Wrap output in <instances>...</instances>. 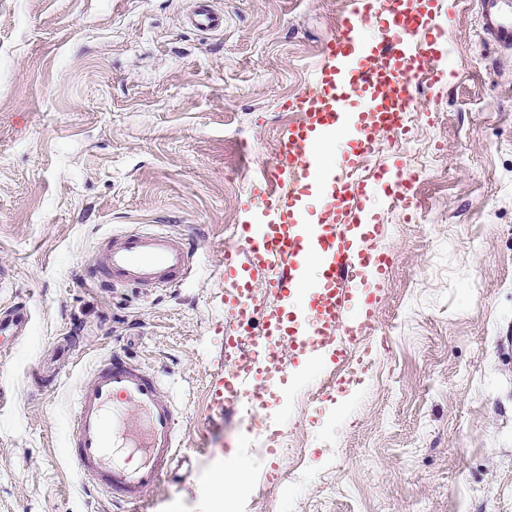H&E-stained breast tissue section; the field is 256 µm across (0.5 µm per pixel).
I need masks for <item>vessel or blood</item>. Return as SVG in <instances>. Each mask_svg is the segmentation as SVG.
Wrapping results in <instances>:
<instances>
[{"label":"vessel or blood","mask_w":512,"mask_h":512,"mask_svg":"<svg viewBox=\"0 0 512 512\" xmlns=\"http://www.w3.org/2000/svg\"><path fill=\"white\" fill-rule=\"evenodd\" d=\"M477 4L484 43L512 51V0ZM457 7V0H352L323 44L309 86L289 102L300 119L285 131L271 167L272 183H287L288 190H254L258 220L243 227L241 261L224 266V306L237 322L224 349L235 355L246 340L253 351L224 378L218 398L225 410L248 420L272 416L288 382L286 352L296 363L344 365L334 388L339 395L366 372L363 361L346 359L376 321L392 263L369 202L377 188L401 210L415 211L419 202L403 158L370 182L358 171L381 139L407 140L423 84L447 82L444 23ZM190 22L216 31L224 17L210 0H198ZM336 135L342 146L326 157L322 146ZM312 205L320 213L314 225L306 222ZM193 252L175 235L131 230L100 245L95 271L109 285L163 288L184 278ZM312 256L319 263L306 288L301 272ZM258 278L266 285L261 294L253 285ZM26 319L19 307L0 312V334L18 336ZM178 453L177 408L158 379L127 357L100 359L74 402L69 454L84 481L131 507L161 483Z\"/></svg>","instance_id":"vessel-or-blood-1"}]
</instances>
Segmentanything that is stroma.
<instances>
[{
	"mask_svg": "<svg viewBox=\"0 0 512 512\" xmlns=\"http://www.w3.org/2000/svg\"><path fill=\"white\" fill-rule=\"evenodd\" d=\"M211 2L217 32L188 24L196 0H0V309L28 310L0 346V512H214L233 466L249 486L228 512H512V55L461 0L457 75L422 89L431 116L397 149L420 206L381 214L394 263L357 399L337 415L315 397L335 367L301 364L250 428L215 401L224 253L349 0ZM129 230L193 240L181 284L89 277ZM115 352L162 380L181 428L178 463L125 511L65 455L74 396Z\"/></svg>",
	"mask_w": 512,
	"mask_h": 512,
	"instance_id": "1",
	"label": "stroma"
}]
</instances>
